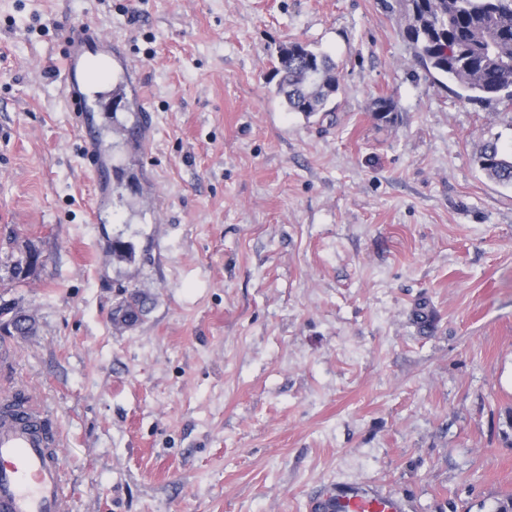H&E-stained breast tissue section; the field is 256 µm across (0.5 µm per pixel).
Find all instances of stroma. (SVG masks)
<instances>
[{
  "label": "stroma",
  "mask_w": 512,
  "mask_h": 512,
  "mask_svg": "<svg viewBox=\"0 0 512 512\" xmlns=\"http://www.w3.org/2000/svg\"><path fill=\"white\" fill-rule=\"evenodd\" d=\"M78 19L149 115L136 141L133 113L98 115L102 190L57 74ZM294 41L335 62L331 111L277 95ZM491 139L512 149V108L434 83L384 0H0V304L35 324L0 331V390L57 428L72 512H310L336 484L405 512L512 496ZM134 292L146 313L115 327Z\"/></svg>",
  "instance_id": "35a3bbf8"
}]
</instances>
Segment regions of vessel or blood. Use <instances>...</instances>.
Instances as JSON below:
<instances>
[{
    "instance_id": "obj_1",
    "label": "vessel or blood",
    "mask_w": 512,
    "mask_h": 512,
    "mask_svg": "<svg viewBox=\"0 0 512 512\" xmlns=\"http://www.w3.org/2000/svg\"><path fill=\"white\" fill-rule=\"evenodd\" d=\"M102 37L84 25L70 26L64 35L62 93L76 128L90 137L93 116L88 106L87 76L104 75L103 62L88 54ZM63 459L34 420L0 416V512H70L61 488ZM312 512H404L400 498L355 486L329 488L310 500Z\"/></svg>"
}]
</instances>
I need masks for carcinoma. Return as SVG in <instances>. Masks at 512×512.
Returning <instances> with one entry per match:
<instances>
[{
    "label": "carcinoma",
    "mask_w": 512,
    "mask_h": 512,
    "mask_svg": "<svg viewBox=\"0 0 512 512\" xmlns=\"http://www.w3.org/2000/svg\"><path fill=\"white\" fill-rule=\"evenodd\" d=\"M406 24L404 37L415 61L442 87L465 101H497L512 104V0H396ZM275 75L276 91L288 111L309 117L326 111L332 94L325 81L340 83L332 59L294 41L280 49ZM480 169L502 186L512 187V153L489 140L478 150ZM112 257L135 259L134 246L117 236ZM146 298L138 294L112 312L115 325L131 326L145 312ZM13 312L11 335L26 336L32 330L23 308L1 306Z\"/></svg>",
    "instance_id": "obj_1"
}]
</instances>
